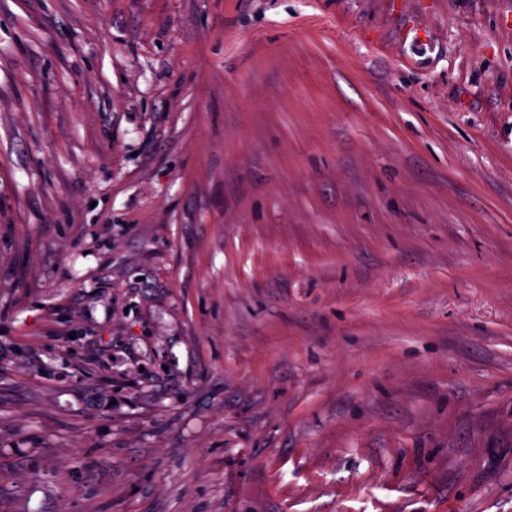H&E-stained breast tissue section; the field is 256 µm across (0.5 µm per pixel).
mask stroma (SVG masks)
I'll list each match as a JSON object with an SVG mask.
<instances>
[{"mask_svg": "<svg viewBox=\"0 0 512 512\" xmlns=\"http://www.w3.org/2000/svg\"><path fill=\"white\" fill-rule=\"evenodd\" d=\"M0 512H512V0H0Z\"/></svg>", "mask_w": 512, "mask_h": 512, "instance_id": "35a3bbf8", "label": "stroma"}]
</instances>
